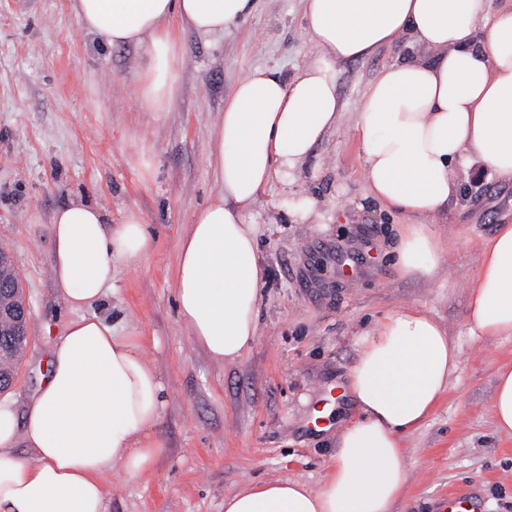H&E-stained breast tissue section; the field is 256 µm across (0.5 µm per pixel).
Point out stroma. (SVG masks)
<instances>
[{"mask_svg": "<svg viewBox=\"0 0 512 512\" xmlns=\"http://www.w3.org/2000/svg\"><path fill=\"white\" fill-rule=\"evenodd\" d=\"M180 63L162 108L139 95L145 69L133 46L111 47L81 31L72 0H0V245H6L30 307L28 343L10 393L25 402L44 375L52 341L76 316L49 267L53 213L80 199L120 223L147 224L153 245L114 266L115 290L87 308L124 334L137 330L164 384L155 430L163 450L140 477H113L110 512H224V498L275 479L318 486L336 455L361 336L409 306L441 322L461 353L448 392L405 442L408 490L393 512H436L469 490L486 512H512V435L491 404L512 338L471 333L469 286L486 242L512 223V182L460 167V199L431 225L444 251L430 277L401 274L402 218L363 194L356 113L374 75L409 53L380 48L339 67L345 113L294 173L289 192L272 182L252 213L268 230L259 247L269 270L257 336L234 365L211 360L190 339L175 305L172 272L193 214L215 198L210 138L236 80L257 67L292 77L313 50L302 0H259L230 30L202 35L169 21ZM313 203L304 218L300 200ZM335 402L328 430L308 424Z\"/></svg>", "mask_w": 512, "mask_h": 512, "instance_id": "35a3bbf8", "label": "stroma"}]
</instances>
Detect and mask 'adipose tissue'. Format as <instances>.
Here are the masks:
<instances>
[{
    "label": "adipose tissue",
    "mask_w": 512,
    "mask_h": 512,
    "mask_svg": "<svg viewBox=\"0 0 512 512\" xmlns=\"http://www.w3.org/2000/svg\"><path fill=\"white\" fill-rule=\"evenodd\" d=\"M253 0H74L78 26L147 58L145 105L174 90L171 18L204 35L235 25ZM315 51L289 78L258 67L238 80L211 142L216 199L182 236L174 269L178 315L192 341L234 364L257 336L267 275L251 212L272 180L290 187L343 104L340 64L406 40L410 55L380 69L357 114L366 195L404 219L398 266L429 276L442 248L428 224L462 193L457 165L512 181V0H304ZM50 267L65 304L79 311L53 342L47 374L25 404L0 398V512H107L113 470H151L165 403L163 382L135 332L116 334L84 315L114 287L113 266L152 247L141 218L109 222L81 200L50 223ZM468 319L484 336L512 335V225L483 252ZM460 351L426 311L388 314L360 343L349 373L358 410L336 441L318 487L269 481L224 499V512H392L406 491L405 438L442 401ZM27 448V455L16 452Z\"/></svg>",
    "instance_id": "1"
}]
</instances>
